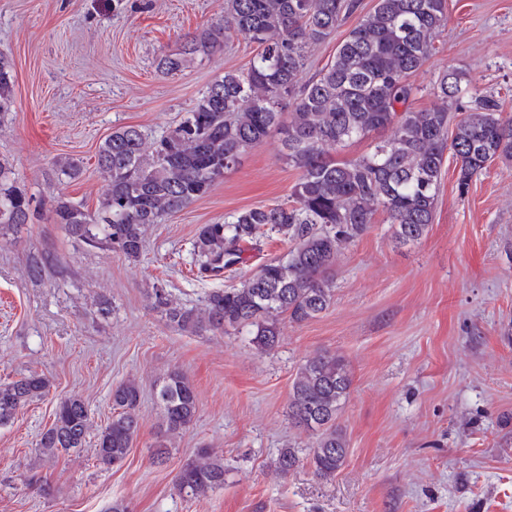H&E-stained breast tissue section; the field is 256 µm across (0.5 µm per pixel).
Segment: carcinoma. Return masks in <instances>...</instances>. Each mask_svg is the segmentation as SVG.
<instances>
[{"mask_svg": "<svg viewBox=\"0 0 512 512\" xmlns=\"http://www.w3.org/2000/svg\"><path fill=\"white\" fill-rule=\"evenodd\" d=\"M359 8V0H224V20L195 32L160 67L177 73L210 57L240 35L256 45L241 72L215 79L174 128L153 139L125 126L112 131L99 149L97 166L110 183L90 210L64 195L52 198L54 221L86 244L136 261L150 224L188 207L211 189L224 171L273 133L284 159L299 173L292 203L242 210L222 224H203L194 254L203 272H220L239 262L247 244L266 232L294 244L286 258L262 265L238 287L213 290L199 310L174 304L154 289L155 306L167 323L200 334L219 329L246 332L268 352L280 340L283 315L301 323L324 312L334 296L332 270L341 252L374 223L378 211L394 224V238L413 244L432 223L445 152L457 163L458 186L497 159H512V119L485 98L456 123L445 107L412 109L417 88L409 83L432 55L447 23V0H376L337 46L319 74L302 85L308 50ZM442 100L462 93L455 71L434 87ZM11 63L0 57V114L13 104ZM293 107L289 117L283 103ZM391 135L355 159L337 160L330 151L377 130ZM83 161L55 162L60 181H74ZM32 198L0 160V236L28 224ZM351 379L344 359L318 355L303 363L293 380L289 419L314 435L307 456L317 476L330 479L343 466L345 436L336 426ZM49 380L39 374L0 385V425L44 397ZM112 418L96 433L95 458L105 468L121 466L139 431L141 389L133 380L112 389ZM160 427L179 434L193 423L198 395L185 373L174 369L156 387ZM90 430L88 404L79 397L58 402L52 423L39 439L43 454L80 451ZM301 462L297 448H283L277 469ZM224 486V457L198 449L176 476L179 492L204 498Z\"/></svg>", "mask_w": 512, "mask_h": 512, "instance_id": "carcinoma-1", "label": "carcinoma"}]
</instances>
